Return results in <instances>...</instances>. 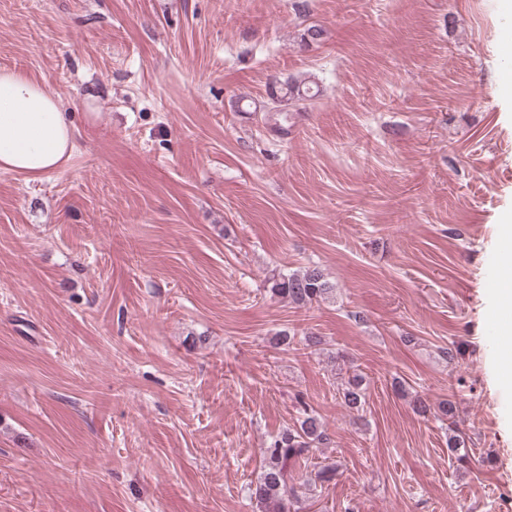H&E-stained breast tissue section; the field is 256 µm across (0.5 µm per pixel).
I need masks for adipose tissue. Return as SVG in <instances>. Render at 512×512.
Listing matches in <instances>:
<instances>
[{"mask_svg":"<svg viewBox=\"0 0 512 512\" xmlns=\"http://www.w3.org/2000/svg\"><path fill=\"white\" fill-rule=\"evenodd\" d=\"M75 128L59 101L40 81L17 70H0V170L36 181L69 162ZM494 317L512 316V244L500 243Z\"/></svg>","mask_w":512,"mask_h":512,"instance_id":"adipose-tissue-1","label":"adipose tissue"}]
</instances>
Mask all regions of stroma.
<instances>
[{
	"label": "stroma",
	"mask_w": 512,
	"mask_h": 512,
	"mask_svg": "<svg viewBox=\"0 0 512 512\" xmlns=\"http://www.w3.org/2000/svg\"><path fill=\"white\" fill-rule=\"evenodd\" d=\"M510 38L497 0H0V68L78 130L42 180L0 170V512H257L303 400L337 475L297 512H512ZM312 265L333 298L268 291ZM512 212L506 222L502 225L508 229L509 238L507 242L500 243L498 246L497 268L499 271V281L491 299V311L494 318L512 316ZM510 240V242H509Z\"/></svg>",
	"instance_id": "obj_1"
}]
</instances>
